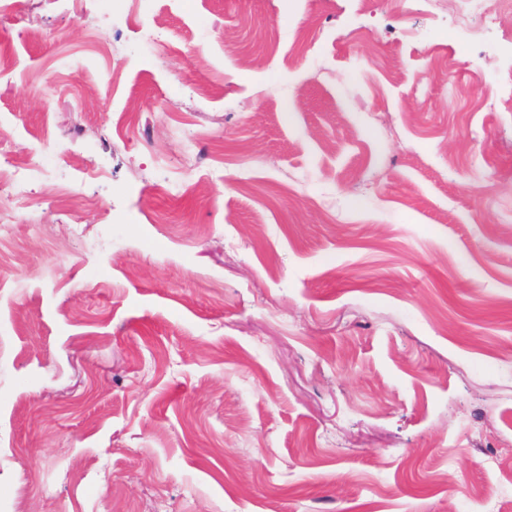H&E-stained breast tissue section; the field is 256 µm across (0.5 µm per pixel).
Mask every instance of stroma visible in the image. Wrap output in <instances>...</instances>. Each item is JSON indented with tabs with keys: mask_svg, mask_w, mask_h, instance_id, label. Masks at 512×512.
Returning a JSON list of instances; mask_svg holds the SVG:
<instances>
[{
	"mask_svg": "<svg viewBox=\"0 0 512 512\" xmlns=\"http://www.w3.org/2000/svg\"><path fill=\"white\" fill-rule=\"evenodd\" d=\"M0 56V512H512L511 13L0 0ZM42 165L39 162L31 160L14 166V170L10 172V188L11 201L16 207H23L28 200L27 184L30 177L39 172Z\"/></svg>",
	"mask_w": 512,
	"mask_h": 512,
	"instance_id": "stroma-1",
	"label": "stroma"
}]
</instances>
